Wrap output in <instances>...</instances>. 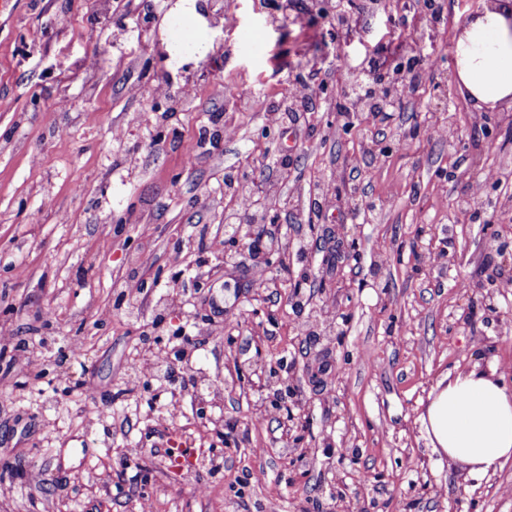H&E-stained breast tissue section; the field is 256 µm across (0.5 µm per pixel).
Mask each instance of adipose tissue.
Here are the masks:
<instances>
[{
    "mask_svg": "<svg viewBox=\"0 0 512 512\" xmlns=\"http://www.w3.org/2000/svg\"><path fill=\"white\" fill-rule=\"evenodd\" d=\"M453 64L458 92L474 108L512 105V0H491L461 23ZM422 423L433 450L474 478L512 457V389L494 365L477 362L439 383Z\"/></svg>",
    "mask_w": 512,
    "mask_h": 512,
    "instance_id": "1",
    "label": "adipose tissue"
}]
</instances>
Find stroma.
I'll list each match as a JSON object with an SVG mask.
<instances>
[{
	"label": "stroma",
	"mask_w": 512,
	"mask_h": 512,
	"mask_svg": "<svg viewBox=\"0 0 512 512\" xmlns=\"http://www.w3.org/2000/svg\"><path fill=\"white\" fill-rule=\"evenodd\" d=\"M178 2L0 0V326L83 347L44 377L9 373L28 393L0 398V461L10 465L0 512H39L46 498L60 512H138L143 492L157 512H512V459L491 479L471 478L434 452L421 422L437 382L474 361L496 363L512 387V295L488 288L512 278V223L460 205L485 170L512 174V108L474 109L452 64L459 23L487 0H436V25L411 0L388 16L352 0L364 17L352 40L329 23L294 26L311 0H231V25L216 21L215 0L181 16ZM174 17L204 53L178 51ZM411 37L424 58L415 94L376 125L360 112L336 120L369 59L406 63ZM320 52L327 92L260 154L269 110L289 105L293 76ZM158 84L169 96H148ZM229 84L249 111L225 98ZM143 109L151 126L132 122ZM438 111L460 144L429 138ZM245 170L278 205L243 217L238 240L208 252L202 240L223 237L238 202L226 176ZM327 177L347 192L317 213L309 199ZM361 201L377 204L365 221L352 215ZM263 224L309 255L257 289L249 243ZM345 236L359 261L338 255ZM133 277L151 289L134 317L114 305ZM180 325L200 341L175 389L161 378L125 391L142 331L166 337ZM282 379L293 393L259 414ZM84 381L95 400L79 399ZM212 384L222 402L201 411ZM172 400L177 417L155 433ZM109 409L116 421L95 422ZM185 441L204 454L223 444L222 477L185 478L155 454ZM131 446L145 456L121 464Z\"/></svg>",
	"instance_id": "1"
}]
</instances>
